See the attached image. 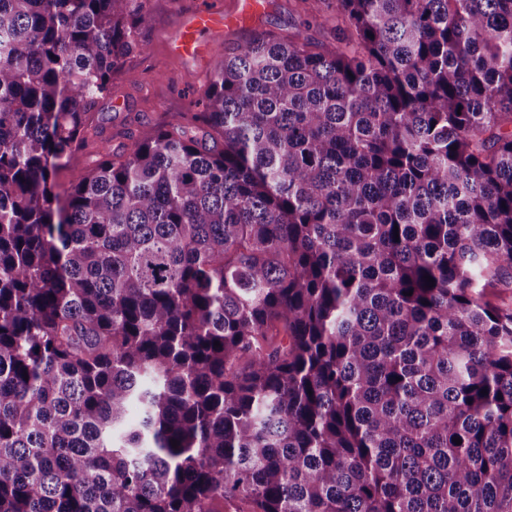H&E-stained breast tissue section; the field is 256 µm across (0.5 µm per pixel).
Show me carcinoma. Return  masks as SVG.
Returning a JSON list of instances; mask_svg holds the SVG:
<instances>
[{"label":"carcinoma","mask_w":512,"mask_h":512,"mask_svg":"<svg viewBox=\"0 0 512 512\" xmlns=\"http://www.w3.org/2000/svg\"><path fill=\"white\" fill-rule=\"evenodd\" d=\"M147 2L0 0V512H512V0H308L62 188Z\"/></svg>","instance_id":"carcinoma-1"}]
</instances>
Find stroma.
Here are the masks:
<instances>
[{
  "label": "stroma",
  "mask_w": 512,
  "mask_h": 512,
  "mask_svg": "<svg viewBox=\"0 0 512 512\" xmlns=\"http://www.w3.org/2000/svg\"><path fill=\"white\" fill-rule=\"evenodd\" d=\"M259 18L243 26L211 31L207 50L200 57L180 56L169 49L191 13L219 10L231 14L238 0H149L153 21L141 34L145 53L129 57L121 72L112 77V96L100 104L96 123L101 139L118 147L125 128L150 130L188 111L191 102L201 100L208 78L233 45L256 34L285 35L298 26L303 12L299 0H264Z\"/></svg>",
  "instance_id": "stroma-1"
}]
</instances>
